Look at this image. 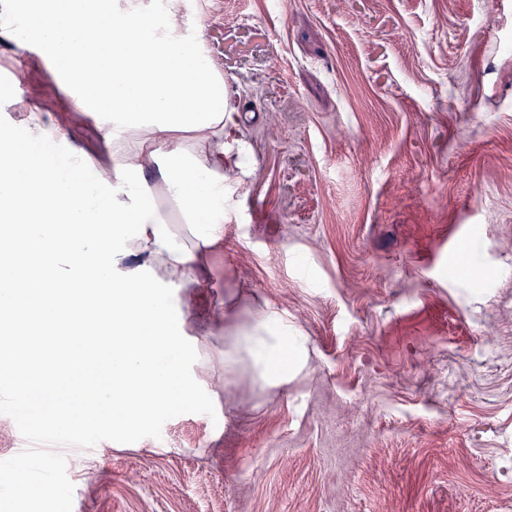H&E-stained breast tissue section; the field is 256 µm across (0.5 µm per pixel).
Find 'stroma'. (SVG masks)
<instances>
[{
  "instance_id": "stroma-1",
  "label": "stroma",
  "mask_w": 512,
  "mask_h": 512,
  "mask_svg": "<svg viewBox=\"0 0 512 512\" xmlns=\"http://www.w3.org/2000/svg\"><path fill=\"white\" fill-rule=\"evenodd\" d=\"M185 3L252 150L184 291L221 409L34 447L37 389L0 458L60 470L40 512H512V0ZM268 305L313 348L284 390L224 358Z\"/></svg>"
}]
</instances>
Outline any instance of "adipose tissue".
<instances>
[{
	"label": "adipose tissue",
	"mask_w": 512,
	"mask_h": 512,
	"mask_svg": "<svg viewBox=\"0 0 512 512\" xmlns=\"http://www.w3.org/2000/svg\"><path fill=\"white\" fill-rule=\"evenodd\" d=\"M177 15L157 20L142 0H0V42L19 63L41 64L64 93L53 110L0 88V371L25 400L34 379L52 384L108 357L105 386H77L65 410L34 414V428L74 419L133 432L178 403L216 406L191 371L198 339L184 330L176 293L203 287L209 257L223 251L224 173L243 170L249 148L223 75ZM80 27L95 38L76 41ZM76 62L92 82L74 74ZM76 117L98 127L102 158L75 137ZM45 142L55 153L37 152ZM91 163L97 182L71 195ZM159 191L177 204L181 226L155 206ZM77 251L95 256V271L73 264ZM234 345L255 378L277 388L311 350L272 306Z\"/></svg>",
	"instance_id": "ef3b65f1"
}]
</instances>
